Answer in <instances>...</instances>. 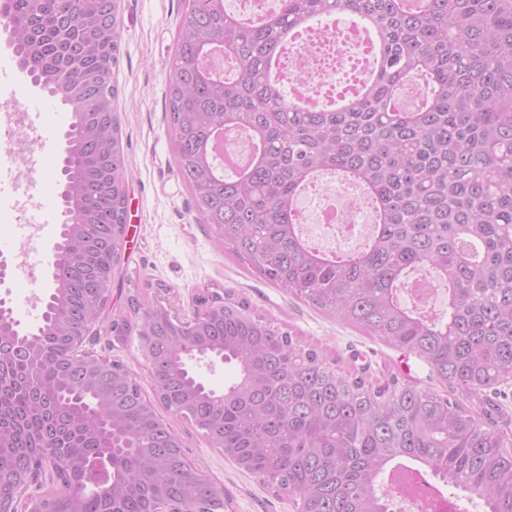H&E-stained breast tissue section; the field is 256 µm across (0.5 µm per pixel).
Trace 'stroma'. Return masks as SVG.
Segmentation results:
<instances>
[{
    "instance_id": "35a3bbf8",
    "label": "stroma",
    "mask_w": 512,
    "mask_h": 512,
    "mask_svg": "<svg viewBox=\"0 0 512 512\" xmlns=\"http://www.w3.org/2000/svg\"><path fill=\"white\" fill-rule=\"evenodd\" d=\"M185 0H121L119 64L113 71L118 95L113 103L120 125L128 195V244L112 275V296L101 319L90 330L99 355L122 361L140 383L146 398L155 390L137 341L114 340L109 324L118 314H130L132 296L147 294L149 285L167 288L168 304L180 316L191 315L203 288L231 291L247 299L255 314L278 327L292 329L342 366L365 368L383 379L409 368L412 381L441 390L429 366L378 337L341 322L264 280L226 254L216 229L203 223L192 208L191 192L181 178L170 150L165 112V86L185 13ZM0 83L10 86L29 114V136L41 148L32 189L45 207L43 228L28 274L10 277L13 303L25 294L46 297L53 286L50 259L59 238L62 215L47 209L57 198L59 153L71 113L58 98L35 87L18 68L0 30ZM157 414L179 435L190 460L202 467L232 501L230 512H297L292 497L277 495L212 447L204 433L164 406Z\"/></svg>"
}]
</instances>
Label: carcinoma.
<instances>
[{"label":"carcinoma","instance_id":"carcinoma-1","mask_svg":"<svg viewBox=\"0 0 512 512\" xmlns=\"http://www.w3.org/2000/svg\"><path fill=\"white\" fill-rule=\"evenodd\" d=\"M255 20L224 0H187L165 93L170 147L203 223L273 285L424 360L448 391L398 376L369 380L328 362L300 337L265 322L226 291L208 314L183 320L131 299L138 314L112 335L147 342L157 393L181 409L239 467L299 497L302 512H390L379 481L406 463L427 467L483 512H512V437L486 392L512 380V0H278ZM119 2L0 0L19 69L70 107L73 151L66 223L81 230L53 258V302L33 330L5 328L0 350V484L39 474L51 455L65 489H37L32 512H225L224 488L188 467L176 433L147 408L117 360L97 371L112 410L86 414L89 373L74 335L111 289L83 262L125 233L124 157L112 107ZM348 13L381 38L379 75L344 107L308 109L267 77L282 34L304 18ZM112 40V57L104 41ZM220 43L237 73L200 67ZM430 92L411 109L399 90ZM218 126L247 129L255 158L224 175L209 148ZM334 171L364 191L376 222L358 250L309 245L296 202ZM448 292L431 314L402 304L412 274ZM224 303H218L219 299ZM224 353L235 369L224 398L196 385L189 362ZM108 457L112 483H76L78 467Z\"/></svg>","mask_w":512,"mask_h":512}]
</instances>
